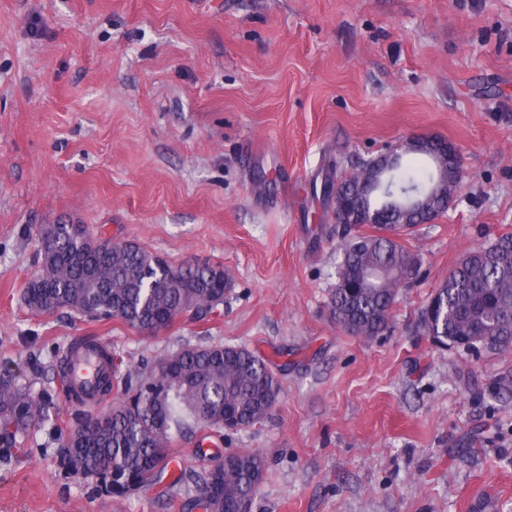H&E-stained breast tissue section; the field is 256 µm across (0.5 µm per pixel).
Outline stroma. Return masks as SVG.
<instances>
[{
    "instance_id": "obj_1",
    "label": "stroma",
    "mask_w": 512,
    "mask_h": 512,
    "mask_svg": "<svg viewBox=\"0 0 512 512\" xmlns=\"http://www.w3.org/2000/svg\"><path fill=\"white\" fill-rule=\"evenodd\" d=\"M421 136L458 149L457 198L403 237L420 275L388 327L346 334L329 306L336 226L312 183ZM42 224L223 264L222 316L142 335L32 314ZM507 233L512 0H0V365L54 388L58 351L79 337L132 368L213 342L287 364L261 423L169 450L197 470L259 453L252 512L512 503V350L462 356L419 319L467 251ZM80 413L64 406L0 463V512H174L154 488L103 508L64 472L61 433Z\"/></svg>"
}]
</instances>
